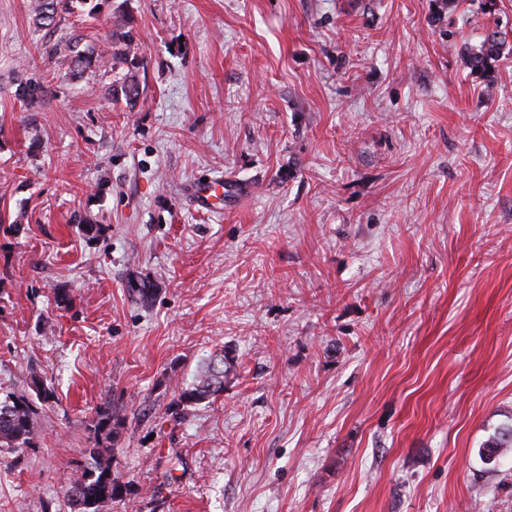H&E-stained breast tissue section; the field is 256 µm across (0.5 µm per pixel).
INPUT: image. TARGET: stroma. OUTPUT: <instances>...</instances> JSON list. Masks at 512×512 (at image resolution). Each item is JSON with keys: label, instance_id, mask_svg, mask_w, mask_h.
<instances>
[{"label": "stroma", "instance_id": "obj_1", "mask_svg": "<svg viewBox=\"0 0 512 512\" xmlns=\"http://www.w3.org/2000/svg\"><path fill=\"white\" fill-rule=\"evenodd\" d=\"M33 5L0 0V397H55L0 512H69L101 441L109 512H512L483 455L512 426V0ZM125 15L132 109L52 51ZM218 350L223 393L181 403ZM87 0H36L33 12L34 23L37 27L54 26L57 18L61 19L62 14H74L82 11ZM504 43L505 36H501L498 32L486 34L479 49L466 50L468 66L473 70L488 71L492 62L500 55Z\"/></svg>", "mask_w": 512, "mask_h": 512}]
</instances>
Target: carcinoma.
Returning a JSON list of instances; mask_svg holds the SVG:
<instances>
[{"label": "carcinoma", "mask_w": 512, "mask_h": 512, "mask_svg": "<svg viewBox=\"0 0 512 512\" xmlns=\"http://www.w3.org/2000/svg\"><path fill=\"white\" fill-rule=\"evenodd\" d=\"M86 0H35L34 23L51 27L64 14H74L83 8ZM112 51L102 55L81 50L78 41L64 39L54 47L67 66L86 71L92 67L112 71L110 94L112 103L134 107L143 94L140 70L145 68V57L140 51V35L130 18L122 20L107 36ZM505 37L493 31L484 36L480 48L465 53L466 62L473 70L487 71L500 55ZM14 96L29 103L38 96V87L21 77L16 79ZM31 388L38 399L48 402L54 398V387L40 377H31ZM224 390V355L213 357L185 388L180 401L198 403ZM30 403L23 396L8 395L0 399V451L19 452L32 446L36 432L31 424ZM512 449V432L490 441L484 448L485 457L492 461ZM112 449H89L90 462L70 485V512H106L112 503L123 496V486L112 476Z\"/></svg>", "instance_id": "carcinoma-1"}]
</instances>
